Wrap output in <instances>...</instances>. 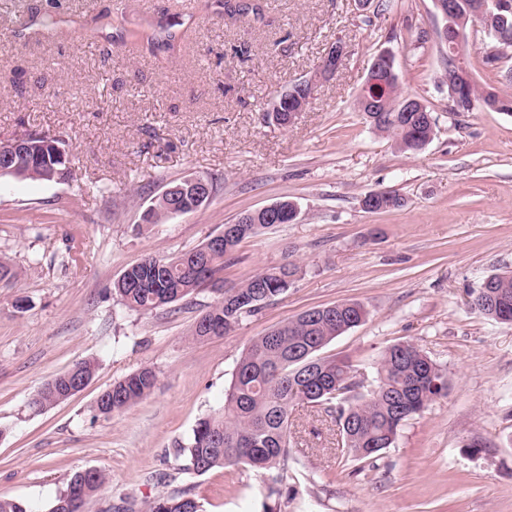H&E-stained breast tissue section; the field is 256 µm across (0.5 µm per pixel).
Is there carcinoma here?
Masks as SVG:
<instances>
[{"label":"carcinoma","mask_w":512,"mask_h":512,"mask_svg":"<svg viewBox=\"0 0 512 512\" xmlns=\"http://www.w3.org/2000/svg\"><path fill=\"white\" fill-rule=\"evenodd\" d=\"M477 0H451L448 22L458 29L470 28ZM506 10L490 9L479 18L489 37L512 38V0ZM224 12L234 16H258L254 0H224ZM131 39L170 51L173 33L152 28L129 31ZM476 103L491 112H512V95L482 88L467 78L459 89L456 111H471ZM436 120L418 118L413 123L387 121L374 130L391 137L405 153L417 154L431 141ZM65 165L41 158L34 167L16 170L20 179L53 181V169ZM168 199L151 203L147 222L159 224L170 218ZM271 228L269 224H246L224 239V248L204 250L199 246L172 258L148 256L124 270L113 290L131 311L148 313L192 295L207 284L221 285L224 266L231 263L238 246ZM298 273L293 263L265 269L246 281L224 289L228 299L215 302L202 316L224 336L256 315L272 298L288 290ZM490 291L496 306L485 303L482 285L472 293L474 313L494 321L512 322V272L494 275ZM367 316L364 306L343 301L319 306L306 315H296L252 340L238 360L222 411L201 418L192 436L177 444L175 453L187 460L184 471L203 475L216 467L249 466L276 470L267 496L280 495L279 484L288 477L291 417L294 406L306 401L315 412L339 426L341 453L367 462L391 447L403 426L421 414L435 399L447 394L448 376L422 350L409 342L386 347L373 369V379L348 360L320 356L336 337L360 325ZM156 384V374L144 368L114 383L103 392L96 411L110 416L147 397ZM67 382L56 375L33 395L31 409L40 413L59 404ZM106 483L97 470L89 478L75 472L66 490L52 502L49 512H82L86 502ZM144 512H205L190 490L160 495L144 505Z\"/></svg>","instance_id":"carcinoma-1"}]
</instances>
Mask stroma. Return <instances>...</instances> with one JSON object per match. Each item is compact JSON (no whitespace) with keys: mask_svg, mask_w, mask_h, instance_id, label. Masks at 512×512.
<instances>
[{"mask_svg":"<svg viewBox=\"0 0 512 512\" xmlns=\"http://www.w3.org/2000/svg\"><path fill=\"white\" fill-rule=\"evenodd\" d=\"M261 0L260 17L224 0H0V141H60L73 176L0 177V498L47 512L80 470L107 481L84 512L190 489L206 512H263L272 475L239 465L184 473L176 442L218 412L242 351L303 310L354 300L363 323L324 355L369 364L410 342L448 374V393L403 427L373 463L341 457L335 423L296 407L301 437L281 484V512H512V323L473 314L469 295L512 271V114L448 108L446 47L434 0ZM111 11V22L101 21ZM59 23L41 33L45 17ZM175 21L174 51L126 32ZM350 53L319 80L294 124L266 114L309 78L331 43ZM393 53L403 96L436 119L419 155L366 124L354 103L375 55ZM192 174L216 192L198 211L147 224L166 185ZM392 189L399 210L361 201ZM300 208L240 244L225 285L287 261L300 273L230 334L190 331L218 300L205 287L148 314L112 291L144 256L173 257L276 201ZM83 360L88 386L33 413V394ZM143 368L157 382L119 414L100 394Z\"/></svg>","mask_w":512,"mask_h":512,"instance_id":"1","label":"stroma"}]
</instances>
